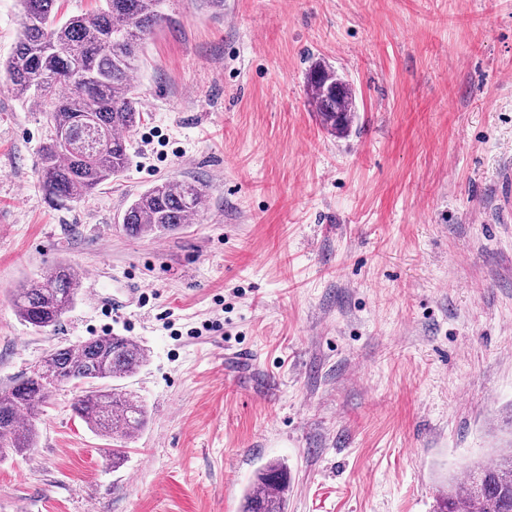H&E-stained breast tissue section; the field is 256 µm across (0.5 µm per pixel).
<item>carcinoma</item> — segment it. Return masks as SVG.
I'll return each mask as SVG.
<instances>
[{
  "mask_svg": "<svg viewBox=\"0 0 512 512\" xmlns=\"http://www.w3.org/2000/svg\"><path fill=\"white\" fill-rule=\"evenodd\" d=\"M20 34L0 63L17 96L46 114L49 135L39 154L38 178L50 202L64 207L122 174L132 155L125 133L141 122L130 80L147 36L165 17L162 0H104L105 6L66 18L57 0H19ZM309 100L321 126L345 135L356 112L353 89L326 64L307 73ZM203 190L190 182L161 181L126 208L122 229L130 236L164 234L199 215ZM81 281L61 263L33 284L17 289L13 305L37 331L58 327L75 305ZM144 350L126 336L104 335L76 347L49 351L22 380L0 390V459L35 446L40 408L61 385L82 384L76 412L99 434L130 440L144 427V406L110 385L136 373ZM286 465L257 470L241 512H286ZM433 512H512V448L465 466L464 482L448 480Z\"/></svg>",
  "mask_w": 512,
  "mask_h": 512,
  "instance_id": "cac0c4a2",
  "label": "carcinoma"
}]
</instances>
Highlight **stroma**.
<instances>
[{
	"label": "stroma",
	"instance_id": "35a3bbf8",
	"mask_svg": "<svg viewBox=\"0 0 512 512\" xmlns=\"http://www.w3.org/2000/svg\"><path fill=\"white\" fill-rule=\"evenodd\" d=\"M131 81L133 161L66 208L37 176L44 112L0 72V388L105 331L143 366L123 443L56 390L35 447L0 461V512H240L255 471L287 512H432L462 465L512 445V0H164ZM354 88L319 124L311 59ZM162 180L197 220L122 229ZM101 272L53 331L14 288ZM286 465L268 462L257 470L240 512H285L289 487Z\"/></svg>",
	"mask_w": 512,
	"mask_h": 512
}]
</instances>
